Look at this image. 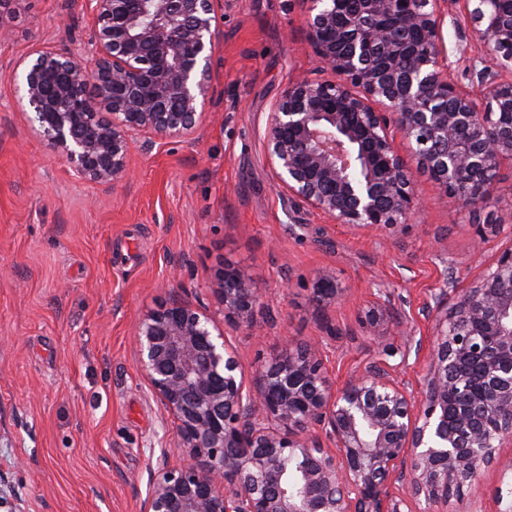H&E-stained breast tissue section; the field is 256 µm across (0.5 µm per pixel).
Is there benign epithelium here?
<instances>
[{
    "instance_id": "1",
    "label": "benign epithelium",
    "mask_w": 512,
    "mask_h": 512,
    "mask_svg": "<svg viewBox=\"0 0 512 512\" xmlns=\"http://www.w3.org/2000/svg\"><path fill=\"white\" fill-rule=\"evenodd\" d=\"M215 0H86L93 63L50 47L23 66L20 101L45 146L79 177L132 179L134 136L182 141L205 122L218 45ZM305 37L329 79L295 78L274 103L266 158L288 200L353 230L394 231L418 204L414 171L454 206L486 199L512 158V14L485 0H302ZM460 7L483 53L477 99L450 78L443 23ZM411 149L399 153L390 126ZM209 288L224 319L252 322L246 271ZM314 302L340 289L316 274ZM436 303L417 399L374 361L339 388L317 343H287L247 384L224 331L188 303L148 311L139 364L173 423L141 512H413L446 504L512 445V245L448 306ZM325 430L335 448L313 438Z\"/></svg>"
}]
</instances>
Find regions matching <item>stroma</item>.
Masks as SVG:
<instances>
[{"mask_svg":"<svg viewBox=\"0 0 512 512\" xmlns=\"http://www.w3.org/2000/svg\"><path fill=\"white\" fill-rule=\"evenodd\" d=\"M0 39V512H140L177 444L140 371L134 331L146 312L185 301L219 320L246 374L286 340L316 342L333 386L374 359L422 391L426 355L405 354L376 301L410 316L430 345L434 294L456 298L512 245V158L478 209L455 207L417 175L422 208L392 234L355 231L288 201L264 139L276 99L319 77L299 0H221L210 115L194 138H138L135 176L115 188L75 175L31 129L13 81L39 46L92 59L84 0H14ZM263 298L249 326L225 321L209 288L224 263ZM324 274L342 297L315 304ZM512 447L463 500L496 512Z\"/></svg>","mask_w":512,"mask_h":512,"instance_id":"stroma-1","label":"stroma"}]
</instances>
